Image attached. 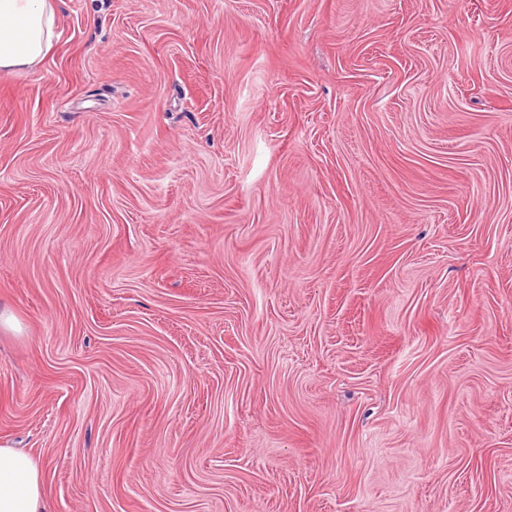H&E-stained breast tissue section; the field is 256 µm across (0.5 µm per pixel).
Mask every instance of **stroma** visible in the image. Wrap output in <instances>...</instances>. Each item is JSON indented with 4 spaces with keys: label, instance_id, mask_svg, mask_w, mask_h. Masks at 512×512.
<instances>
[{
    "label": "stroma",
    "instance_id": "1",
    "mask_svg": "<svg viewBox=\"0 0 512 512\" xmlns=\"http://www.w3.org/2000/svg\"><path fill=\"white\" fill-rule=\"evenodd\" d=\"M56 8L0 71L49 512H512V0Z\"/></svg>",
    "mask_w": 512,
    "mask_h": 512
}]
</instances>
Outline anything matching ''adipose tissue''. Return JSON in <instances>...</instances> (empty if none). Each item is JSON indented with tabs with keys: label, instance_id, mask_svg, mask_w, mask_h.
<instances>
[{
	"label": "adipose tissue",
	"instance_id": "1",
	"mask_svg": "<svg viewBox=\"0 0 512 512\" xmlns=\"http://www.w3.org/2000/svg\"><path fill=\"white\" fill-rule=\"evenodd\" d=\"M51 0H0V71L39 63L55 36ZM42 468L30 455L0 446V512H46Z\"/></svg>",
	"mask_w": 512,
	"mask_h": 512
}]
</instances>
